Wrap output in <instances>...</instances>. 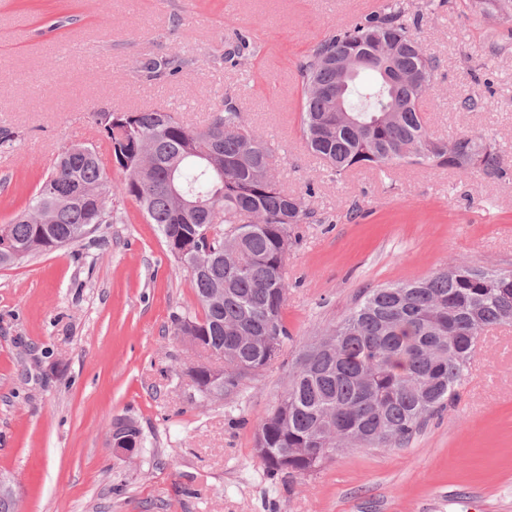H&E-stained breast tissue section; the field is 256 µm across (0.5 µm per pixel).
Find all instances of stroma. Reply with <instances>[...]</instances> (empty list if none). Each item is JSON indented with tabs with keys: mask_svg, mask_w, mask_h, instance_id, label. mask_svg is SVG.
I'll return each mask as SVG.
<instances>
[{
	"mask_svg": "<svg viewBox=\"0 0 512 512\" xmlns=\"http://www.w3.org/2000/svg\"><path fill=\"white\" fill-rule=\"evenodd\" d=\"M383 0H0V224L28 204L62 147L99 141L92 115L168 108L191 127L232 98L271 150L272 174L319 221L288 252L280 358L221 399L187 369L209 359L174 332L200 303L184 265L129 197L114 221L60 250L0 267V476L18 512H512V325L475 344L468 383L400 448L350 447L302 477H270L259 421L288 364L363 289L453 263L512 268V17L472 0H398L436 59L430 133L489 135L502 175L403 164L331 173L301 126L297 65L313 43ZM246 34L245 67L224 52ZM192 67L146 78L138 62ZM478 100L475 109L465 99ZM138 420L142 454L113 453V418Z\"/></svg>",
	"mask_w": 512,
	"mask_h": 512,
	"instance_id": "obj_1",
	"label": "stroma"
}]
</instances>
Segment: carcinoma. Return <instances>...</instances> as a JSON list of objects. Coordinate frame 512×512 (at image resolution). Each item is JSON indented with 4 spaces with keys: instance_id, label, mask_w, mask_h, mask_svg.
I'll return each instance as SVG.
<instances>
[{
    "instance_id": "obj_1",
    "label": "carcinoma",
    "mask_w": 512,
    "mask_h": 512,
    "mask_svg": "<svg viewBox=\"0 0 512 512\" xmlns=\"http://www.w3.org/2000/svg\"><path fill=\"white\" fill-rule=\"evenodd\" d=\"M486 15L509 12L512 0H479ZM397 0L318 41L298 66L302 129L310 150L337 176L355 167L406 162L502 172L492 139L431 136L420 103L437 70ZM378 34L376 44L367 38ZM249 41L238 38L226 58L246 65ZM370 48L362 70L336 98V60ZM193 60L178 54L148 59L138 71L172 76ZM105 151L125 174L121 192L157 225L168 251L188 269L202 307L173 316L207 346L224 349V392L253 369L278 358L288 327L283 318L290 241L298 224L322 223L302 198L270 175L271 151L229 99L203 127L171 112H98ZM112 223V190L102 151L62 149L28 205L0 225V266L13 248L52 251L84 238L92 225ZM219 225L209 237L202 230ZM512 324V269L492 275L465 263L424 279L366 288L350 313L326 329L321 344L301 352L278 405L259 423L255 447L271 475L304 476L351 445L397 448L459 396L473 347L491 328ZM112 443L144 447L137 421L112 422Z\"/></svg>"
}]
</instances>
